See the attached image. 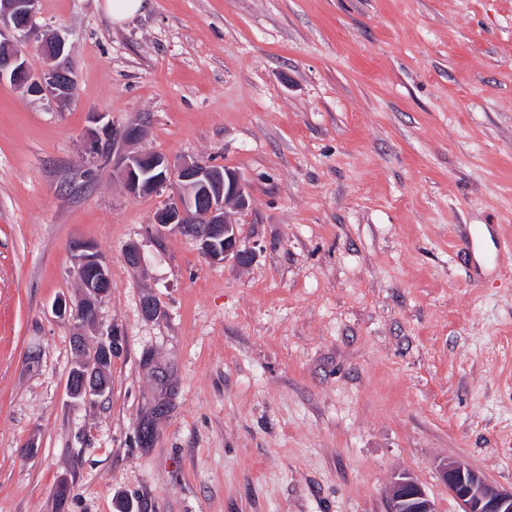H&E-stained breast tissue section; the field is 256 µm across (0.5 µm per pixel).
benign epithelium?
I'll return each mask as SVG.
<instances>
[{
    "instance_id": "1",
    "label": "benign epithelium",
    "mask_w": 512,
    "mask_h": 512,
    "mask_svg": "<svg viewBox=\"0 0 512 512\" xmlns=\"http://www.w3.org/2000/svg\"><path fill=\"white\" fill-rule=\"evenodd\" d=\"M37 0H0V82L7 79L30 96L49 95L59 103L68 102L74 93V80L68 67L67 42L60 35L44 40L39 50L52 65L40 73L30 70L19 44L37 30ZM142 136L137 124L122 128L112 142L132 143ZM112 167L119 168L128 194L136 197L156 192L177 182L182 191L161 207L154 223L196 240L203 255L213 263L232 260L245 264L250 253L241 249L236 224L228 209L241 210L248 205L246 188L240 177L228 168L185 161L178 166L156 153H126L112 149ZM224 238V249L215 248L214 238ZM77 266L104 271L93 248L77 242L72 248ZM104 369L83 360L68 383L73 399L94 401L104 395ZM441 477L459 504V512H512V490H501L460 462L444 464ZM391 512H437L434 501L410 474L394 479L389 490Z\"/></svg>"
}]
</instances>
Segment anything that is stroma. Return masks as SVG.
<instances>
[{"label": "stroma", "mask_w": 512, "mask_h": 512, "mask_svg": "<svg viewBox=\"0 0 512 512\" xmlns=\"http://www.w3.org/2000/svg\"><path fill=\"white\" fill-rule=\"evenodd\" d=\"M36 22L31 70L60 33L76 93L0 82V512H389L401 473L458 512L452 460L512 489V0H150L118 24L38 0ZM131 123L239 175L250 262L157 228L176 185L134 197L91 161ZM77 241L112 281L84 326L55 311L84 298ZM112 327L111 390L77 402L71 338Z\"/></svg>", "instance_id": "35a3bbf8"}]
</instances>
